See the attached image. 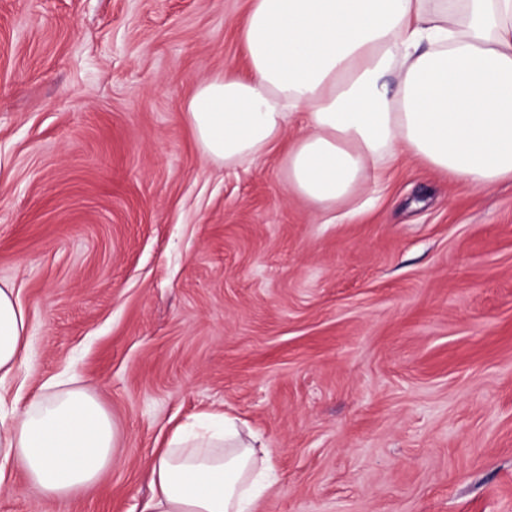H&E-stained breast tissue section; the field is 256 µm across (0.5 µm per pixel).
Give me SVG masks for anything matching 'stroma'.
Returning a JSON list of instances; mask_svg holds the SVG:
<instances>
[{"label":"stroma","mask_w":512,"mask_h":512,"mask_svg":"<svg viewBox=\"0 0 512 512\" xmlns=\"http://www.w3.org/2000/svg\"><path fill=\"white\" fill-rule=\"evenodd\" d=\"M250 0H0V285L59 376L118 428L66 501L21 471L0 512H139L170 429L245 423L257 512H512V182L400 156L359 215L314 212L272 150L227 169L196 87L242 69Z\"/></svg>","instance_id":"35a3bbf8"}]
</instances>
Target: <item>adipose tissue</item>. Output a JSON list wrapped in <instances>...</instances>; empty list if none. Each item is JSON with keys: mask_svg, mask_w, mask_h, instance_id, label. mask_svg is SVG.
I'll use <instances>...</instances> for the list:
<instances>
[{"mask_svg": "<svg viewBox=\"0 0 512 512\" xmlns=\"http://www.w3.org/2000/svg\"><path fill=\"white\" fill-rule=\"evenodd\" d=\"M240 37L246 70L187 105L209 160L255 162L296 121L286 183L319 212L401 155L477 189L512 181V0H251ZM26 329L0 287V386L25 370ZM118 451L112 416L80 387L0 412V481L16 467L51 498L101 481ZM148 471L140 512H255L272 484L266 448L223 414L176 428Z\"/></svg>", "mask_w": 512, "mask_h": 512, "instance_id": "1", "label": "adipose tissue"}]
</instances>
